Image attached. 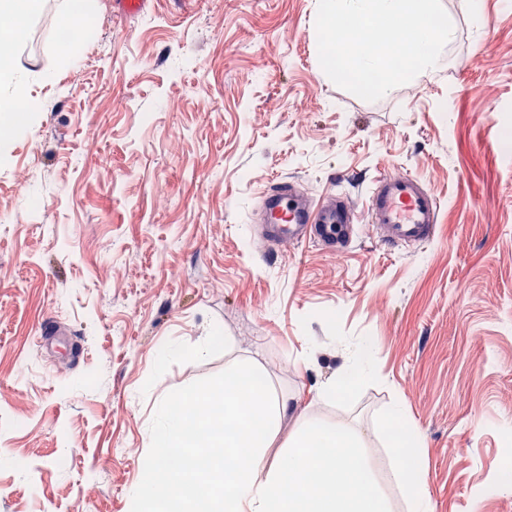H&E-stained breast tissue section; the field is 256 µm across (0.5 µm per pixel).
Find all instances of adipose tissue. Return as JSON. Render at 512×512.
Instances as JSON below:
<instances>
[{
  "instance_id": "adipose-tissue-1",
  "label": "adipose tissue",
  "mask_w": 512,
  "mask_h": 512,
  "mask_svg": "<svg viewBox=\"0 0 512 512\" xmlns=\"http://www.w3.org/2000/svg\"><path fill=\"white\" fill-rule=\"evenodd\" d=\"M43 0H0V42L16 43L31 16L36 14ZM11 89L9 97L0 99V111L17 113L34 111L29 101L23 76L10 57H0V86ZM371 343L358 345L342 370L322 387L325 396H336L346 388L357 387L375 375ZM381 430L393 455L390 475L394 483L404 488L408 512H432L431 500L425 489L421 463L420 440L417 432L406 422L399 406H392L384 415Z\"/></svg>"
}]
</instances>
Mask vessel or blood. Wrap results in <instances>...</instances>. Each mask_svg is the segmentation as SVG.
Wrapping results in <instances>:
<instances>
[{"label": "vessel or blood", "instance_id": "b4317fda", "mask_svg": "<svg viewBox=\"0 0 512 512\" xmlns=\"http://www.w3.org/2000/svg\"><path fill=\"white\" fill-rule=\"evenodd\" d=\"M366 208L378 237L392 246L427 242L439 222V202L424 181L412 175L380 177ZM259 215L265 243L281 247L313 243L334 252L348 245L358 222L344 196L330 194L315 204L286 184L262 193Z\"/></svg>", "mask_w": 512, "mask_h": 512}]
</instances>
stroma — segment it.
<instances>
[{
  "label": "stroma",
  "mask_w": 512,
  "mask_h": 512,
  "mask_svg": "<svg viewBox=\"0 0 512 512\" xmlns=\"http://www.w3.org/2000/svg\"><path fill=\"white\" fill-rule=\"evenodd\" d=\"M441 4L444 69L370 102L324 75L318 0H95L75 65L65 2L43 0L12 48L39 109L19 132L0 112V512H131L157 401L236 361L289 398L278 442L305 420L362 430L392 512L394 405L433 512H512V7ZM387 173L441 203L421 248L369 228ZM281 181L347 196L351 250L261 247ZM48 318L73 334L45 350ZM363 340L375 379L322 396Z\"/></svg>",
  "instance_id": "obj_1"
}]
</instances>
